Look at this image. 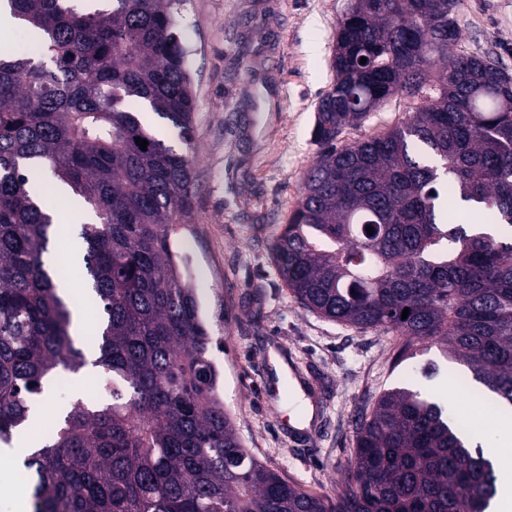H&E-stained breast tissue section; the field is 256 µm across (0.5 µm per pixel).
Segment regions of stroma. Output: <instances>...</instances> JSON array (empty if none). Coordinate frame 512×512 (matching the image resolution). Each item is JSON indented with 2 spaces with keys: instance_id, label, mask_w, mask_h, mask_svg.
I'll return each mask as SVG.
<instances>
[{
  "instance_id": "1",
  "label": "stroma",
  "mask_w": 512,
  "mask_h": 512,
  "mask_svg": "<svg viewBox=\"0 0 512 512\" xmlns=\"http://www.w3.org/2000/svg\"><path fill=\"white\" fill-rule=\"evenodd\" d=\"M352 0H187L180 41L195 92L196 195L190 230L176 243L189 260L211 357L236 432L259 461L313 495L334 496L355 448L356 422L408 364L393 365L397 337L342 325L304 308L279 277L272 244L297 208L320 147L317 105L335 80L336 28ZM456 51H490L512 72V0H464ZM406 117L392 99L340 137L378 135ZM276 347L319 406L303 437L298 402L264 391V353ZM445 371L417 390L447 399L458 416L478 407L467 369L428 344L415 364Z\"/></svg>"
}]
</instances>
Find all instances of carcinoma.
Returning a JSON list of instances; mask_svg holds the SVG:
<instances>
[{"mask_svg":"<svg viewBox=\"0 0 512 512\" xmlns=\"http://www.w3.org/2000/svg\"><path fill=\"white\" fill-rule=\"evenodd\" d=\"M185 2L3 0L35 54L0 56V441L24 430L59 371L112 378L101 401L62 407L22 458L32 512H487L496 471L476 435L408 388L384 390L360 420L336 497L244 448L174 246L195 196ZM462 3L354 0L319 101L324 150L273 254L304 307L401 337L398 365L420 342L443 344L512 417V75L452 51ZM396 96L405 121L340 143ZM44 169L93 218L68 252L100 311L91 357L43 261L60 231L34 183Z\"/></svg>","mask_w":512,"mask_h":512,"instance_id":"carcinoma-1","label":"carcinoma"}]
</instances>
